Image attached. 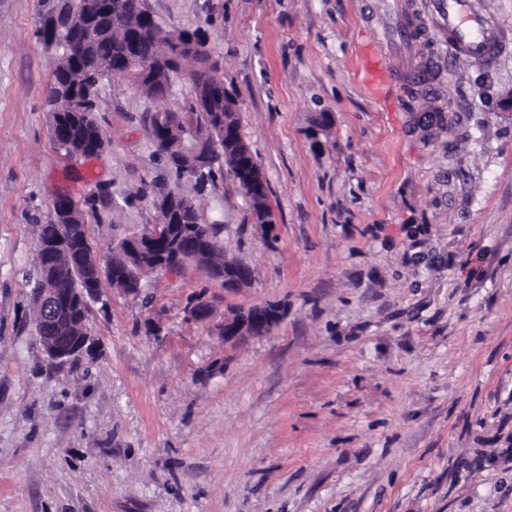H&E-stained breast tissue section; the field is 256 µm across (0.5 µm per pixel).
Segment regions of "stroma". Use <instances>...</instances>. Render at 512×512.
<instances>
[{"instance_id":"1","label":"stroma","mask_w":512,"mask_h":512,"mask_svg":"<svg viewBox=\"0 0 512 512\" xmlns=\"http://www.w3.org/2000/svg\"><path fill=\"white\" fill-rule=\"evenodd\" d=\"M144 6L205 31L274 222L217 179L200 212L251 280L189 264L145 277L148 305L102 281L88 350L50 361L28 272L55 196L109 259L176 182L147 115L192 89L110 79L106 148L69 157L40 0H0V512H512V56L450 64L429 38L431 90L390 112L360 75L385 0ZM267 304L272 330L225 344V316Z\"/></svg>"}]
</instances>
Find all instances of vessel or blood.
Returning <instances> with one entry per match:
<instances>
[{"instance_id": "1", "label": "vessel or blood", "mask_w": 512, "mask_h": 512, "mask_svg": "<svg viewBox=\"0 0 512 512\" xmlns=\"http://www.w3.org/2000/svg\"><path fill=\"white\" fill-rule=\"evenodd\" d=\"M437 36L452 61L487 64L512 49V35L498 26L481 0H390L375 49L362 60L364 82L392 91L429 82L431 61L421 43Z\"/></svg>"}]
</instances>
